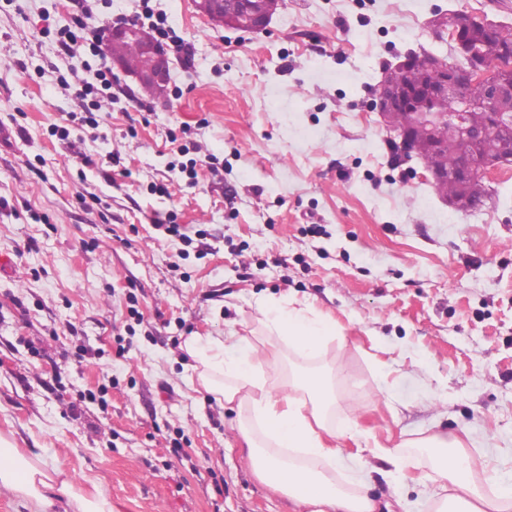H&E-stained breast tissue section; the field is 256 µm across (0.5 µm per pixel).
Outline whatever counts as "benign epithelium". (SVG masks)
I'll return each mask as SVG.
<instances>
[{
    "instance_id": "1",
    "label": "benign epithelium",
    "mask_w": 512,
    "mask_h": 512,
    "mask_svg": "<svg viewBox=\"0 0 512 512\" xmlns=\"http://www.w3.org/2000/svg\"><path fill=\"white\" fill-rule=\"evenodd\" d=\"M198 12L214 26L246 33L267 29L272 17L283 6V0H243L231 15L224 10V0H195ZM438 32L448 34L449 61L430 54L424 58L409 52L388 67L379 82L371 109L379 112L387 137L394 145L401 164L421 158L420 142L414 131H427L429 152L437 153L455 140L458 161L451 167L423 165L432 185L451 182L456 193L443 201L466 215L481 207L470 194L478 179L490 177L506 166H512V45L497 60L483 56L482 43L489 36L504 31L505 25L485 16L457 10L436 20ZM129 42L148 64L138 65L126 58L112 55V44ZM103 52L110 63L140 87L157 95L166 92L170 83V58L151 31L136 22L114 24L104 30ZM419 71L414 83L393 79L399 70ZM449 98L457 101V110L442 112L439 104ZM485 111L486 121L475 124L472 111Z\"/></svg>"
}]
</instances>
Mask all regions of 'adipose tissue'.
Returning <instances> with one entry per match:
<instances>
[{
    "label": "adipose tissue",
    "instance_id": "ef3b65f1",
    "mask_svg": "<svg viewBox=\"0 0 512 512\" xmlns=\"http://www.w3.org/2000/svg\"><path fill=\"white\" fill-rule=\"evenodd\" d=\"M265 329L261 341L228 330L222 336H189L181 348L191 359L198 384L218 402L236 405L243 418L240 431L251 451L257 473L313 512H374L363 492L349 494L329 477L324 463L335 461L337 451L328 445L334 430L325 423V412L335 405V392L318 372L303 370L288 382H271L259 355L268 348L280 355L283 344L306 356L315 355L335 336L334 323L310 315L307 308H291L273 299L257 304ZM234 355H227V348ZM431 447L449 450L450 456L436 470L438 480L450 483L453 493L437 497L434 512H447L455 491L471 492V478L485 471V464L457 452L453 436H436ZM0 486L26 498L32 512H48L55 498H64L72 512H112L100 493L77 489L60 471L49 472L38 461L26 458L0 438Z\"/></svg>",
    "mask_w": 512,
    "mask_h": 512
}]
</instances>
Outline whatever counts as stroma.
Listing matches in <instances>:
<instances>
[{
  "label": "stroma",
  "mask_w": 512,
  "mask_h": 512,
  "mask_svg": "<svg viewBox=\"0 0 512 512\" xmlns=\"http://www.w3.org/2000/svg\"><path fill=\"white\" fill-rule=\"evenodd\" d=\"M452 10L512 26V0H284L258 34L193 0H0V437L112 512H305L181 349L260 331L271 297L336 325L271 375L341 364L327 422L377 512H430L438 434L504 473L474 475L486 495L512 490V168L460 214L370 109L397 54L448 57ZM152 13L186 45L166 103L119 76L79 123L103 59L60 54L58 30Z\"/></svg>",
  "instance_id": "1"
}]
</instances>
